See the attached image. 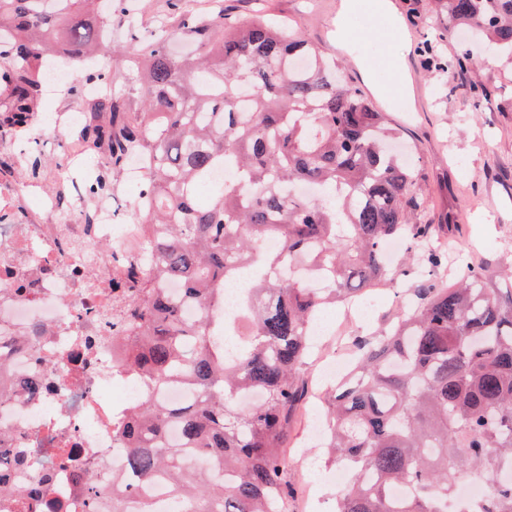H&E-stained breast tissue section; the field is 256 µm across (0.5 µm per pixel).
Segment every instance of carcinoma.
<instances>
[{
    "label": "carcinoma",
    "instance_id": "obj_1",
    "mask_svg": "<svg viewBox=\"0 0 512 512\" xmlns=\"http://www.w3.org/2000/svg\"><path fill=\"white\" fill-rule=\"evenodd\" d=\"M428 31L445 18L475 28L512 59V0H432ZM112 0H0V133L23 134L38 112L47 58L107 60ZM180 11L179 28L135 49L144 111L123 94L97 97L81 135L121 170L141 158L136 221L145 225L140 287L121 368L157 386L187 382L195 398L171 407L145 400L112 418V444L142 481L164 473L179 512H288L283 444L310 398L305 378L320 311L375 287H404L402 313L377 336H356L355 366L326 393L323 448L349 466L336 512H441L459 480L481 482L476 512H512V272L457 256L444 281L448 238L418 222L420 172L398 159L400 140L365 95L334 76L336 63L261 14ZM201 49L170 50L175 38ZM223 168L232 179L204 203L195 185ZM313 189L291 196L286 187ZM275 238L273 251L256 242ZM417 250L419 283L389 265V241ZM312 276L282 277L287 263ZM257 275L230 337L224 287ZM182 285L201 314L184 319L163 285ZM182 443L167 442L170 426ZM196 458L205 470L189 467ZM403 486L409 497L395 502ZM91 512H126L130 489H100L72 474Z\"/></svg>",
    "mask_w": 512,
    "mask_h": 512
}]
</instances>
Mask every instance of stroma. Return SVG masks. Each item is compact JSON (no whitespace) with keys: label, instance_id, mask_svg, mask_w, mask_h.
Returning a JSON list of instances; mask_svg holds the SVG:
<instances>
[{"label":"stroma","instance_id":"1","mask_svg":"<svg viewBox=\"0 0 512 512\" xmlns=\"http://www.w3.org/2000/svg\"><path fill=\"white\" fill-rule=\"evenodd\" d=\"M199 11L218 10L228 5L244 16L264 10L285 19L306 40L342 64L344 77L374 95L382 111L401 127L414 145L413 158L422 173L424 209L418 218L438 224L443 212L453 214L456 229L450 238L456 249L466 250L480 260L512 265V61L487 54L479 43L463 46L460 37L444 35L439 54L448 60L470 49L464 69H438L428 64L419 51L424 39L416 22L427 14L430 0H391L406 41L395 44L404 59L397 80L405 89L402 105L386 93L387 80L377 66L373 48L382 39L380 30L365 32L367 51L356 53L336 43L339 0H196ZM171 0H130L128 13L113 11L112 90H131L134 105H141L138 74L129 57L134 47L145 43L163 26L174 27ZM88 83L77 88L56 85L44 97L38 116L24 141L15 143V158L36 152L43 160L42 180L30 181L28 190L44 195L55 185L56 163L63 160L76 128L52 133V112L83 111L88 100Z\"/></svg>","mask_w":512,"mask_h":512}]
</instances>
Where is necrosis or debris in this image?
<instances>
[{
	"label": "necrosis or debris",
	"instance_id": "4bbe7bcc",
	"mask_svg": "<svg viewBox=\"0 0 512 512\" xmlns=\"http://www.w3.org/2000/svg\"><path fill=\"white\" fill-rule=\"evenodd\" d=\"M101 159L72 142L65 190L39 198L0 166V512H88L69 491L75 464L110 490L133 483L112 417L146 393L118 366L112 320L144 227L116 223L111 198L86 202L79 166Z\"/></svg>",
	"mask_w": 512,
	"mask_h": 512
}]
</instances>
